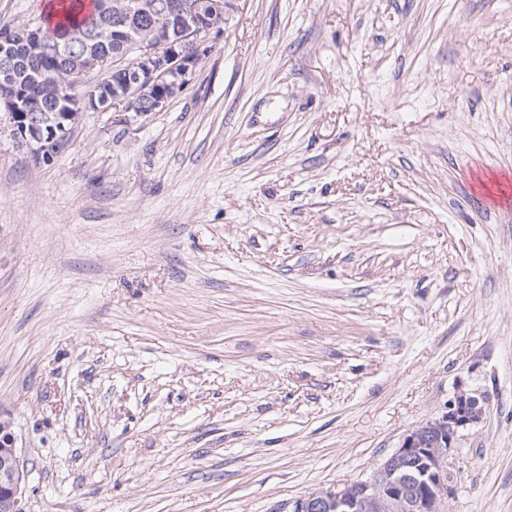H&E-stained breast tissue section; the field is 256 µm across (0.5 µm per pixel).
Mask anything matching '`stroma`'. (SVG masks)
I'll return each mask as SVG.
<instances>
[{
    "label": "stroma",
    "mask_w": 512,
    "mask_h": 512,
    "mask_svg": "<svg viewBox=\"0 0 512 512\" xmlns=\"http://www.w3.org/2000/svg\"><path fill=\"white\" fill-rule=\"evenodd\" d=\"M451 512H512V0H238L162 111L0 119L26 512H278L457 384Z\"/></svg>",
    "instance_id": "35a3bbf8"
}]
</instances>
